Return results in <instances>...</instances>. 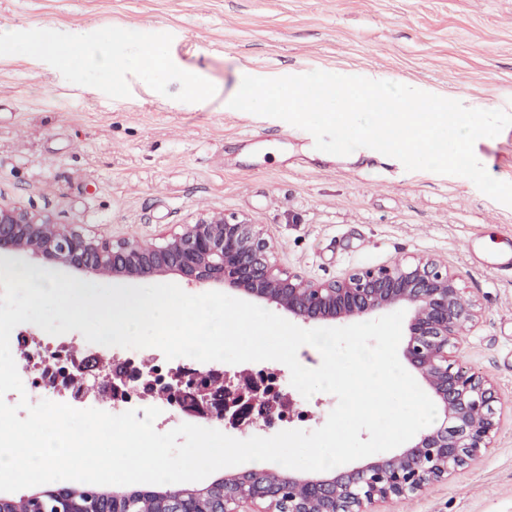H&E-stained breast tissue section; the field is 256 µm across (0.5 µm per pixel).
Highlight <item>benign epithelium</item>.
<instances>
[{
	"label": "benign epithelium",
	"instance_id": "1",
	"mask_svg": "<svg viewBox=\"0 0 512 512\" xmlns=\"http://www.w3.org/2000/svg\"><path fill=\"white\" fill-rule=\"evenodd\" d=\"M31 252L100 278L143 280L177 276L189 286L224 283L275 306L305 324L358 321L405 309L410 313L403 356L430 391L444 424L422 433L394 455H378L350 471L325 476L251 469L228 472L224 483L203 491L206 512H277L283 484L301 497L288 512H365L364 507L417 492L472 461L486 447L495 423L494 390L484 376L456 367L448 347L476 313L447 266L433 258L408 265L356 270L314 283L281 269L263 225L243 217L202 216L157 244L126 239L116 244L83 234L12 204L0 202V253ZM64 366L45 378L47 388L73 391L117 405L152 397L208 422L235 428L271 423L277 390L254 379L234 385L224 372L186 370L161 374L146 365L93 361L85 351L59 354ZM99 372H91L92 363Z\"/></svg>",
	"mask_w": 512,
	"mask_h": 512
}]
</instances>
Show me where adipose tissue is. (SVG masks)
<instances>
[{
    "label": "adipose tissue",
    "instance_id": "1",
    "mask_svg": "<svg viewBox=\"0 0 512 512\" xmlns=\"http://www.w3.org/2000/svg\"><path fill=\"white\" fill-rule=\"evenodd\" d=\"M0 52L18 56L32 53L49 55L58 65L69 70L80 69L89 62L105 70L123 68L128 64L124 54L89 42L85 33L79 29L62 35L56 28L46 27L33 40L17 38L12 31L1 29Z\"/></svg>",
    "mask_w": 512,
    "mask_h": 512
}]
</instances>
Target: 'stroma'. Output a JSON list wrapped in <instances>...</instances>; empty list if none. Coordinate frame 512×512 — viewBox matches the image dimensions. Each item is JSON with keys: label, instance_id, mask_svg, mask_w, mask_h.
<instances>
[{"label": "stroma", "instance_id": "stroma-1", "mask_svg": "<svg viewBox=\"0 0 512 512\" xmlns=\"http://www.w3.org/2000/svg\"><path fill=\"white\" fill-rule=\"evenodd\" d=\"M47 26L113 34L130 55L159 44L165 59L147 74L72 73L0 55V199L115 242L246 216L281 268L314 282L442 260L479 311L450 354L493 383L497 426L470 464L370 510L512 512V269L481 259L492 244L512 250V206L369 148L319 151L303 129L226 105L244 76L320 70L512 113V0H0V28L30 39ZM474 153L512 182V127ZM337 403L318 392L305 420L230 435L313 431Z\"/></svg>", "mask_w": 512, "mask_h": 512}]
</instances>
